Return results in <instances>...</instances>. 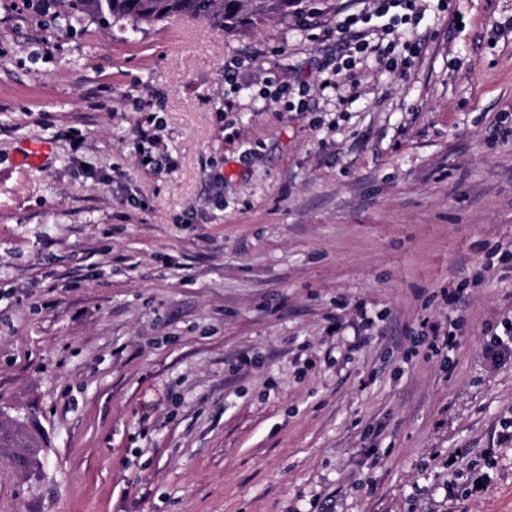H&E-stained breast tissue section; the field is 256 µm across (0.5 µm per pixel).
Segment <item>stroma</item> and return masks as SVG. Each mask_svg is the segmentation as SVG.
I'll return each instance as SVG.
<instances>
[{
	"label": "stroma",
	"instance_id": "obj_1",
	"mask_svg": "<svg viewBox=\"0 0 512 512\" xmlns=\"http://www.w3.org/2000/svg\"><path fill=\"white\" fill-rule=\"evenodd\" d=\"M311 6L0 0V398L45 441L35 479L0 448V512H512V0ZM361 31L385 59L323 88ZM67 15H84L109 23L129 22L137 31L173 16L220 15L235 29L300 12L303 0H61ZM394 1H404V3L394 2ZM377 3H378V5H377V7L375 9V13H374L377 15V17L385 16L388 13L390 7L399 6L400 4H404L405 8H407L412 13H414L413 5H412V3H414L413 0H377ZM374 14H372L370 16H365V15L360 16V15H356V14L349 15L343 21L338 23V25L336 26V31L341 33L342 30H344V29L349 30L352 25H354L355 23H357L360 20L364 21L365 23H368L372 19V16ZM155 118L152 114L146 113L140 120L137 129L136 139V152L140 157V161L143 166L147 167L153 165L155 159L151 154L150 147H154L157 141L156 134H154ZM146 144L149 147H146ZM144 159H148V163H144Z\"/></svg>",
	"mask_w": 512,
	"mask_h": 512
}]
</instances>
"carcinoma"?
<instances>
[{
    "mask_svg": "<svg viewBox=\"0 0 512 512\" xmlns=\"http://www.w3.org/2000/svg\"><path fill=\"white\" fill-rule=\"evenodd\" d=\"M66 14L84 15L102 22L110 19L129 22L137 31L173 16L219 15L224 27L235 29L290 13L300 12L303 0H61ZM0 447L12 448L11 461L34 471L40 464L38 440L20 425L0 420Z\"/></svg>",
    "mask_w": 512,
    "mask_h": 512,
    "instance_id": "obj_1",
    "label": "carcinoma"
}]
</instances>
